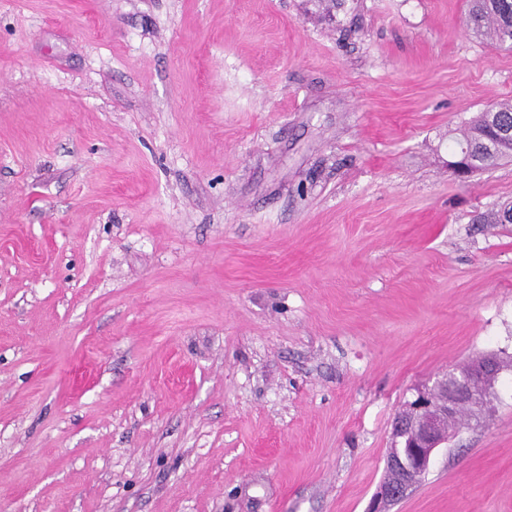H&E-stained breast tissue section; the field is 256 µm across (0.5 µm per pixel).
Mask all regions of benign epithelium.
<instances>
[{"instance_id":"benign-epithelium-1","label":"benign epithelium","mask_w":512,"mask_h":512,"mask_svg":"<svg viewBox=\"0 0 512 512\" xmlns=\"http://www.w3.org/2000/svg\"><path fill=\"white\" fill-rule=\"evenodd\" d=\"M500 373L497 357L487 355L469 372H450L417 389L416 397L405 403L393 425L396 445L389 450L386 468L397 472V480L378 487L369 512H388L391 503L417 485L438 448L451 438L446 430L449 420L481 419L485 393Z\"/></svg>"}]
</instances>
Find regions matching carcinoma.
Listing matches in <instances>:
<instances>
[{
  "mask_svg": "<svg viewBox=\"0 0 512 512\" xmlns=\"http://www.w3.org/2000/svg\"><path fill=\"white\" fill-rule=\"evenodd\" d=\"M468 16L477 32L499 45L512 47V0H469ZM512 124V107L492 104L469 121L461 137L454 141L455 151L467 155L473 168L489 169L512 159V145L493 142L494 129Z\"/></svg>",
  "mask_w": 512,
  "mask_h": 512,
  "instance_id": "cac0c4a2",
  "label": "carcinoma"
}]
</instances>
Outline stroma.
<instances>
[{
  "mask_svg": "<svg viewBox=\"0 0 512 512\" xmlns=\"http://www.w3.org/2000/svg\"><path fill=\"white\" fill-rule=\"evenodd\" d=\"M467 12L0 0V512H367L413 390L512 360ZM494 390L390 512H512ZM501 124H512V107H504L501 103L490 105L467 123L461 138L454 141L455 151L462 153L452 162L460 176H468L472 172L463 154L470 158L474 169L493 168L503 160L512 159L509 143H494L491 148L486 144L493 141L494 129Z\"/></svg>",
  "mask_w": 512,
  "mask_h": 512,
  "instance_id": "1",
  "label": "stroma"
}]
</instances>
